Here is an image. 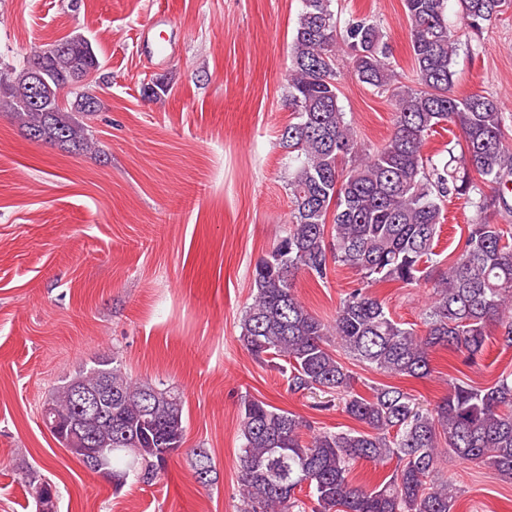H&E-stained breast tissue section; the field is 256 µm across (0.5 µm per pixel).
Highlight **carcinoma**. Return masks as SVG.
I'll return each instance as SVG.
<instances>
[{"label":"carcinoma","mask_w":512,"mask_h":512,"mask_svg":"<svg viewBox=\"0 0 512 512\" xmlns=\"http://www.w3.org/2000/svg\"><path fill=\"white\" fill-rule=\"evenodd\" d=\"M333 0H302L290 45L285 102L291 119L280 130L288 158V231L255 265L252 302L242 315L241 339L258 360L281 366L288 391L327 394L366 429L322 432L305 442L310 424L289 410L254 398L240 402L238 512H306L296 492L312 489L311 512H451L453 485L439 478L442 452L487 465L512 477V374L490 386L448 379V394L432 408L414 395L380 385L364 397L336 349L389 376L426 378L431 353L445 348L471 362L481 355L491 328L512 346V230L492 224L494 208L505 222L512 206L501 194L512 177L506 116L497 100L454 90L458 29L482 32L512 0H456L458 26L448 23L449 0H403L409 24L411 79L401 81L387 35L367 16L338 24ZM344 50L352 77L386 95L392 132L369 150L358 141L340 105L337 52ZM39 66L40 104L19 98ZM92 44L77 33L30 50L16 65L0 67V112L15 116L37 142L75 150L95 147L89 122L102 108ZM69 89V108L60 92ZM462 133L460 154L448 162L428 155V138L441 128ZM499 194L489 197L484 188ZM474 210L465 239L446 269L436 252L448 201ZM360 275L359 287L340 301L331 322L315 316L296 294L306 273L325 280L331 265ZM426 283L432 302L422 329L395 320L373 292L380 283ZM112 385L97 423L104 444L97 467L118 491L128 480L151 483L184 444L180 393L161 381L134 379L117 357L100 358L57 388L43 418L54 438L79 463L84 448L75 435L53 426L79 411L73 389ZM396 460L371 489L349 480L362 461ZM197 483H212L208 451H191ZM36 512H55L47 481L36 487Z\"/></svg>","instance_id":"1"}]
</instances>
